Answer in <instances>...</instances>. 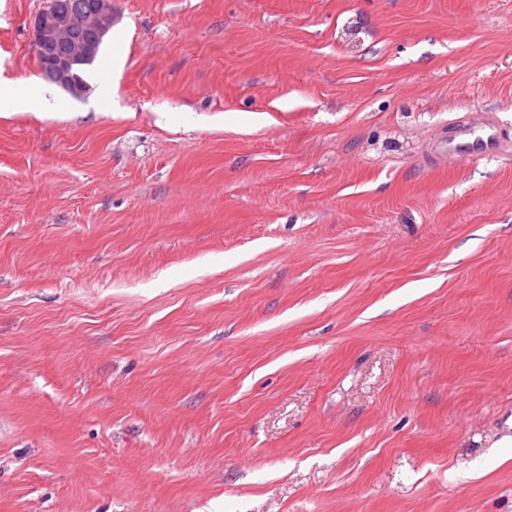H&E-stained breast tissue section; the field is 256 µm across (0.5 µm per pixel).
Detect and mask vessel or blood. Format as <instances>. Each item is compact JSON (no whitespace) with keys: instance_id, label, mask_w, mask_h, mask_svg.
<instances>
[{"instance_id":"vessel-or-blood-1","label":"vessel or blood","mask_w":512,"mask_h":512,"mask_svg":"<svg viewBox=\"0 0 512 512\" xmlns=\"http://www.w3.org/2000/svg\"><path fill=\"white\" fill-rule=\"evenodd\" d=\"M511 149L512 144L505 140L496 119L475 123L465 117L450 122L447 132L433 144L431 151L453 162L461 158L502 156Z\"/></svg>"}]
</instances>
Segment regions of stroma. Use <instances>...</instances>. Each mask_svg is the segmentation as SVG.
<instances>
[{"mask_svg":"<svg viewBox=\"0 0 512 512\" xmlns=\"http://www.w3.org/2000/svg\"><path fill=\"white\" fill-rule=\"evenodd\" d=\"M112 6L0 114V512H512V0ZM37 60L39 67L41 69V75L43 78L51 83H55L56 81L61 84L64 88H66L69 92H71L74 96H80L82 94L81 87L72 84L69 79V62L64 59H59L50 55L42 58L43 67L47 69H43L41 67V57L37 53ZM51 69L54 73L49 70ZM56 78V81H55ZM20 99L36 106L51 107L55 101V93L44 86H32L22 90L14 82L0 78V112L13 109ZM510 146L495 118L472 123L465 117L450 122L448 132L433 144L431 151L437 155H448V162H453L461 158L478 160L509 155Z\"/></svg>","mask_w":512,"mask_h":512,"instance_id":"1","label":"stroma"}]
</instances>
